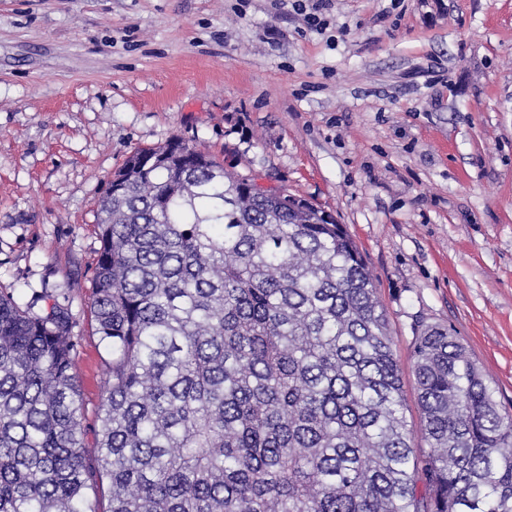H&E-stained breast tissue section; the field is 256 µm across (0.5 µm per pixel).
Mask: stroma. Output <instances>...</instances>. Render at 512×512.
<instances>
[{
    "label": "stroma",
    "instance_id": "stroma-1",
    "mask_svg": "<svg viewBox=\"0 0 512 512\" xmlns=\"http://www.w3.org/2000/svg\"><path fill=\"white\" fill-rule=\"evenodd\" d=\"M0 0V291L77 319L94 424L96 204L182 140L344 224L420 422L418 321L452 329L512 411V0Z\"/></svg>",
    "mask_w": 512,
    "mask_h": 512
}]
</instances>
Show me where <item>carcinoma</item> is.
<instances>
[{
    "mask_svg": "<svg viewBox=\"0 0 512 512\" xmlns=\"http://www.w3.org/2000/svg\"><path fill=\"white\" fill-rule=\"evenodd\" d=\"M129 156L96 206L112 352L85 444L75 321L0 292V512H512V414L417 325L415 447L390 322L336 218L195 145Z\"/></svg>",
    "mask_w": 512,
    "mask_h": 512,
    "instance_id": "1",
    "label": "carcinoma"
}]
</instances>
